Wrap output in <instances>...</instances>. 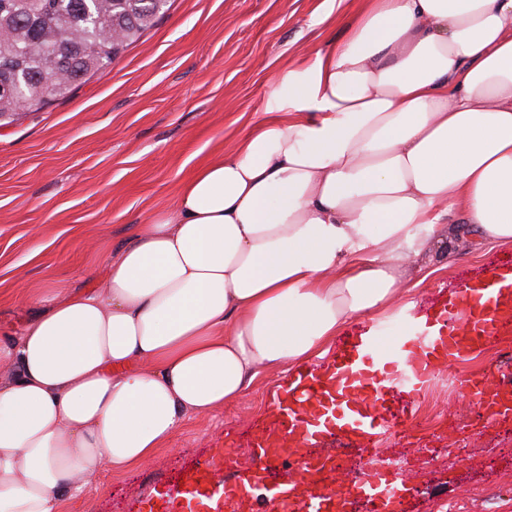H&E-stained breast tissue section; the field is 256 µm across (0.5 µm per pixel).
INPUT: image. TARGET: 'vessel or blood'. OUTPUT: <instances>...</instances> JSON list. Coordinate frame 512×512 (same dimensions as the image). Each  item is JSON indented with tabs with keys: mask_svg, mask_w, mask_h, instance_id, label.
Here are the masks:
<instances>
[{
	"mask_svg": "<svg viewBox=\"0 0 512 512\" xmlns=\"http://www.w3.org/2000/svg\"><path fill=\"white\" fill-rule=\"evenodd\" d=\"M455 301L407 320L406 332L394 344L385 345L383 330L375 323L347 329L340 338V349L329 374L317 368H301L297 384L290 388L266 433L251 444V453L261 460L275 456L289 469L298 448L288 441V429L306 424L322 429L323 424L308 414L310 405L320 403L331 388L340 387L354 397V405L340 413L341 423L333 434L355 438L360 446L371 444L378 435L406 433L412 415L387 404L385 384H402L416 393L441 367L465 361L483 348L501 344L512 336V268L489 267L476 279H460ZM464 395L480 407L487 425L512 418V369L497 367L480 377L461 382ZM403 467H379L368 470L363 482L354 489L377 512H391L405 486ZM246 475L239 468L235 451H227L217 468H199L187 474L182 488L153 502L150 512H193L199 487L210 488L223 503H231L243 494ZM292 474L282 483L269 487L259 498V512H347L348 499L338 495L317 499L308 492H295Z\"/></svg>",
	"mask_w": 512,
	"mask_h": 512,
	"instance_id": "1",
	"label": "vessel or blood"
}]
</instances>
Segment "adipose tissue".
I'll list each match as a JSON object with an SVG mask.
<instances>
[{"label":"adipose tissue","instance_id":"1","mask_svg":"<svg viewBox=\"0 0 512 512\" xmlns=\"http://www.w3.org/2000/svg\"><path fill=\"white\" fill-rule=\"evenodd\" d=\"M94 288L0 343V512H58L398 296L457 211L512 243V0H365Z\"/></svg>","mask_w":512,"mask_h":512}]
</instances>
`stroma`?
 <instances>
[{
	"instance_id": "35a3bbf8",
	"label": "stroma",
	"mask_w": 512,
	"mask_h": 512,
	"mask_svg": "<svg viewBox=\"0 0 512 512\" xmlns=\"http://www.w3.org/2000/svg\"><path fill=\"white\" fill-rule=\"evenodd\" d=\"M323 0H172L166 14L105 72L71 96L24 112L0 127V342L21 335L39 299L57 301L95 287L110 251L171 207L178 185L212 153L226 150L261 121L288 61L309 57L328 39L343 40L362 0H345L334 25L312 24ZM512 259V244L476 247L452 237L407 269L400 304L423 311L426 299L461 276ZM432 268L423 276V268ZM456 368L436 373L414 403L413 435L432 448L464 441L470 453L425 465L404 494V512H444L465 491L490 488L481 512H512V423L454 430L472 419V400L451 389ZM280 371H261L239 400L186 421L167 448L141 466L101 468L67 512H129L133 498L153 500L182 475L217 457L226 441L249 456L247 438L267 415ZM302 455L340 457L351 483L374 458L325 437Z\"/></svg>"
}]
</instances>
